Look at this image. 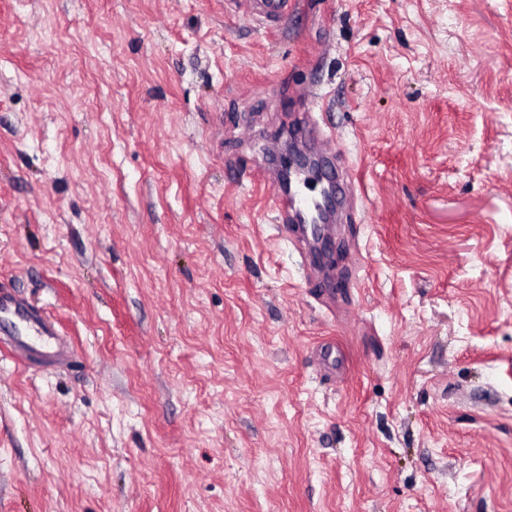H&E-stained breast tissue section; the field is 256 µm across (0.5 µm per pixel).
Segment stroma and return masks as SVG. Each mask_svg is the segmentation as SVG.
<instances>
[{
  "label": "stroma",
  "mask_w": 512,
  "mask_h": 512,
  "mask_svg": "<svg viewBox=\"0 0 512 512\" xmlns=\"http://www.w3.org/2000/svg\"><path fill=\"white\" fill-rule=\"evenodd\" d=\"M300 90L326 265L254 181ZM0 512H512V0H0ZM265 27H278L288 19L293 0H228ZM0 288L1 321L9 322V316L18 317L26 323L33 336L27 340L21 338V343L26 348L38 352L48 360L61 359L64 356V350L58 342V335L52 325L42 322L37 315L32 316L10 293L3 287ZM25 347H22V351H25Z\"/></svg>",
  "instance_id": "stroma-1"
}]
</instances>
